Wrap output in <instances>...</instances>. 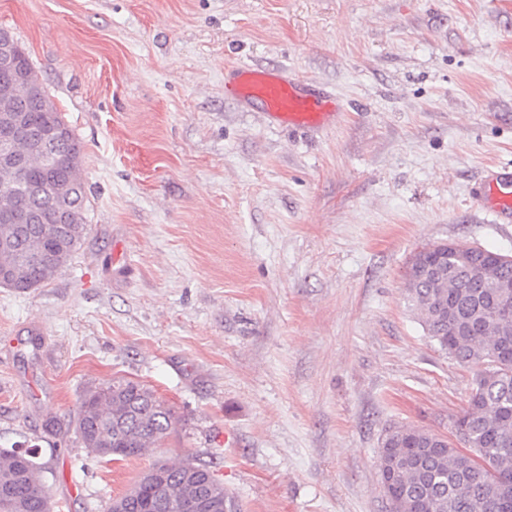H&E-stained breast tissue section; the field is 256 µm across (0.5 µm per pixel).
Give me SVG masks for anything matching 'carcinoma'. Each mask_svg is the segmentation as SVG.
<instances>
[{
    "label": "carcinoma",
    "instance_id": "cac0c4a2",
    "mask_svg": "<svg viewBox=\"0 0 512 512\" xmlns=\"http://www.w3.org/2000/svg\"><path fill=\"white\" fill-rule=\"evenodd\" d=\"M17 66L30 75L22 83L0 71V129L23 113L32 128L53 143L48 148L30 136L15 139L10 154H0V287L24 291L52 279L76 251L87 229V193L81 173L82 144L55 105L46 104L43 82L25 48L15 51ZM25 163V187L12 159ZM59 203L70 222L52 224L46 212ZM480 262L476 277L471 267ZM512 255L463 242L434 243L411 260L406 290L428 336L459 364L478 366L467 408L452 419L455 439L413 426L388 431L379 455L381 481L391 512H512V363L499 358L512 344ZM171 409L146 385L119 378L87 393L75 424L50 421L44 429L74 431L89 453L126 460L144 456L170 434ZM18 454L0 448V488L11 491L0 512H51L42 464L27 466ZM159 488L139 479L117 496L122 512H184L207 498L224 512L231 497L216 477L201 476L200 466L162 463Z\"/></svg>",
    "mask_w": 512,
    "mask_h": 512
}]
</instances>
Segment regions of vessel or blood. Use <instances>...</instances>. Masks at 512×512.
<instances>
[{
    "instance_id": "obj_1",
    "label": "vessel or blood",
    "mask_w": 512,
    "mask_h": 512,
    "mask_svg": "<svg viewBox=\"0 0 512 512\" xmlns=\"http://www.w3.org/2000/svg\"><path fill=\"white\" fill-rule=\"evenodd\" d=\"M224 91L241 106L264 112L278 125L296 129L323 126L342 110L331 92L278 66L243 64L225 68ZM475 197L496 223H512V163L487 168Z\"/></svg>"
}]
</instances>
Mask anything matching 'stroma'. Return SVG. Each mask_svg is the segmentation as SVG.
<instances>
[{
	"instance_id": "obj_1",
	"label": "stroma",
	"mask_w": 512,
	"mask_h": 512,
	"mask_svg": "<svg viewBox=\"0 0 512 512\" xmlns=\"http://www.w3.org/2000/svg\"><path fill=\"white\" fill-rule=\"evenodd\" d=\"M83 145L87 231L0 288V448L37 439L53 512H107L156 462L210 465L236 512H390L387 430L446 435L473 369L412 309L414 254L512 255L471 199L512 160V0H0ZM274 64L347 110L277 128L224 94ZM124 377L175 424L127 460L68 422Z\"/></svg>"
}]
</instances>
